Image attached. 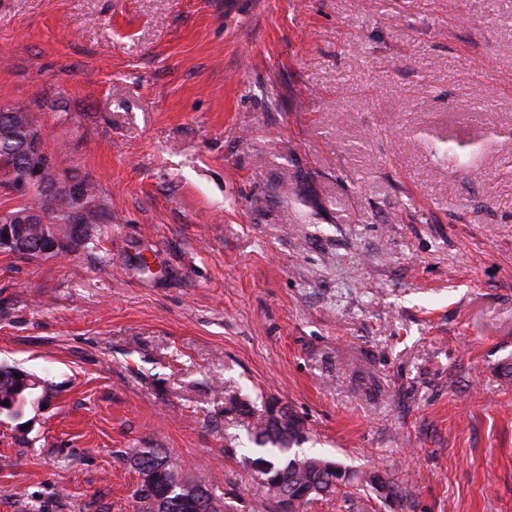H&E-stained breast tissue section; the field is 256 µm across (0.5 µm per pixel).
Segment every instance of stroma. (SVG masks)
<instances>
[{
	"label": "stroma",
	"mask_w": 512,
	"mask_h": 512,
	"mask_svg": "<svg viewBox=\"0 0 512 512\" xmlns=\"http://www.w3.org/2000/svg\"><path fill=\"white\" fill-rule=\"evenodd\" d=\"M0 106L112 212L0 249V512H136L143 448L263 512L234 393L512 512V0H0ZM73 241H64L55 234L45 232L40 242L26 251L27 256L52 257L69 249ZM5 368L12 369V371H5L4 373L1 372V366H0V398L1 399H8L9 397H12L16 392H18V386H19V379L18 375H22L23 373L34 376L33 374H30L20 368L13 367V366H5ZM17 374V375H16ZM29 376H25L24 379V385L25 386H36L38 384V380L36 378H32Z\"/></svg>",
	"instance_id": "1"
}]
</instances>
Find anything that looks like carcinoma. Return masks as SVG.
<instances>
[{"label": "carcinoma", "instance_id": "1", "mask_svg": "<svg viewBox=\"0 0 512 512\" xmlns=\"http://www.w3.org/2000/svg\"><path fill=\"white\" fill-rule=\"evenodd\" d=\"M38 121L35 111L27 107H0V187L24 197L17 209L39 208L45 212L47 223L56 225L58 234L71 238L73 225L69 224L66 201L60 195H44L27 188L28 174L41 168L53 170L51 157L32 160L22 152L19 143L10 137V118ZM24 370L13 368L0 372V398L7 399L18 392V376ZM233 409L244 417L243 424L250 441L256 447L252 457L243 460L249 473L259 476L255 481L265 499L279 512H302L311 502L334 497L341 488L376 491L375 483L386 486L388 495L403 500L404 490L389 481L377 470H356L316 455L299 450L307 440L303 419L292 410L264 406L258 409L233 394L228 397ZM165 464L160 476L176 485V495L166 501V506L153 507L152 495L140 485H135L132 497L137 502L138 512H191L182 503L184 499L205 500L202 512H231V504L216 500L199 477L175 464L160 448H147L132 457L131 466L140 470L142 466L156 467Z\"/></svg>", "mask_w": 512, "mask_h": 512}]
</instances>
